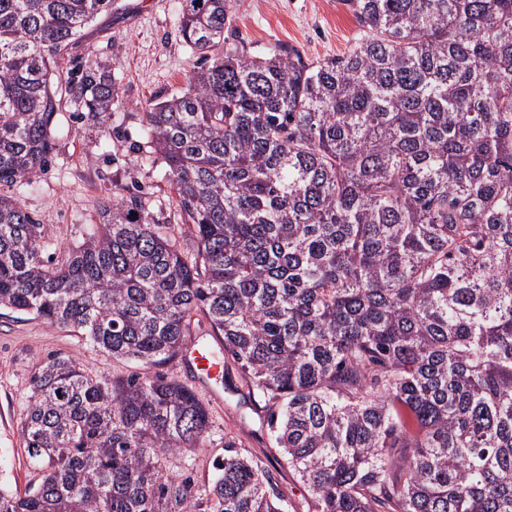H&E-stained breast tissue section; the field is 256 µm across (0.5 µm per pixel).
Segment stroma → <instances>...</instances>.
Segmentation results:
<instances>
[{
    "label": "stroma",
    "mask_w": 512,
    "mask_h": 512,
    "mask_svg": "<svg viewBox=\"0 0 512 512\" xmlns=\"http://www.w3.org/2000/svg\"><path fill=\"white\" fill-rule=\"evenodd\" d=\"M125 14L98 16L85 31L78 55L92 54L109 62L120 98L97 128L78 119L81 107L59 92L52 124L50 163L33 183L0 188L19 198L43 226L47 252L82 241L98 224V204L112 194L113 184L140 191L155 220H174L175 195L164 167L138 159L146 140L144 113L150 102L182 89L202 61L178 32L181 0H125ZM359 25L343 0H236L224 50L244 56L293 48L313 60L333 59L352 47ZM53 355L75 358L89 373L122 377L142 371L141 363L115 359L75 333L42 320L0 310V477L18 490L37 483L22 433L30 380L40 362ZM229 388L220 401H209L210 439L188 456L193 475L206 482L213 461L234 443L246 456L261 458L270 481L286 500L304 512L308 491L300 478L281 466V452L252 403L233 392L240 370L225 357Z\"/></svg>",
    "instance_id": "stroma-1"
}]
</instances>
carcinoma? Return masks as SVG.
<instances>
[{
	"mask_svg": "<svg viewBox=\"0 0 512 512\" xmlns=\"http://www.w3.org/2000/svg\"><path fill=\"white\" fill-rule=\"evenodd\" d=\"M234 0H182L205 55L145 112L182 247L113 184L100 224L43 256L0 193V308L156 372L94 377L52 356L22 428L40 481L0 512H288L264 463L224 446L161 369L206 318L259 400L308 512H512V0H343L344 55L216 52ZM117 0H0V186L44 170L56 57ZM65 91L89 124L119 102L86 55ZM137 217H132V214Z\"/></svg>",
	"mask_w": 512,
	"mask_h": 512,
	"instance_id": "cac0c4a2",
	"label": "carcinoma"
}]
</instances>
